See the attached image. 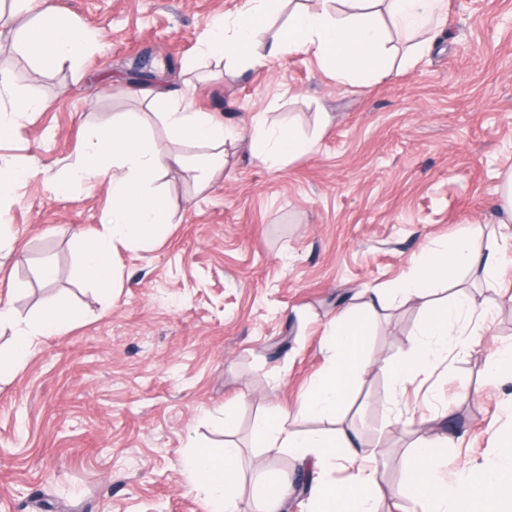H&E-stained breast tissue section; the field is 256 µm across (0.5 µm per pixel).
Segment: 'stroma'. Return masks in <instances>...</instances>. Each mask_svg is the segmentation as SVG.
<instances>
[{"mask_svg":"<svg viewBox=\"0 0 512 512\" xmlns=\"http://www.w3.org/2000/svg\"><path fill=\"white\" fill-rule=\"evenodd\" d=\"M103 43L79 63L19 60L5 20L0 70L17 96L45 101L16 115L0 165L27 170L0 201V301L33 320L75 312L26 362L0 376V512H207L185 460L193 445L242 450L244 482L296 486L315 473L298 455L252 447L254 423L295 409L327 369L326 325L366 291L391 288L424 249L478 227L484 249L498 227L502 182L512 171V0H444L431 48L412 55L394 37L389 76L362 87L336 82L312 54L236 66L203 55L206 26L241 0H55ZM150 70L192 109L230 128L262 116L314 141L271 166L227 137L224 169L197 178L199 148L173 140L165 105L134 94L130 73ZM140 115L143 139L183 155L156 186L173 222L158 241L121 245L111 294L81 274L80 240L102 231L107 184L69 173L89 134L113 115ZM496 289L462 285L492 312L464 318L462 349L415 384L396 386L375 362L411 352L417 307L391 302L362 313L372 362L340 407L339 423L298 415L299 431L339 426L377 448L378 512H397L412 447L433 429L453 441L439 477L454 481L498 458L512 428V383L486 379L495 348L512 343V238L496 247ZM60 271L44 281L40 269ZM235 420L222 426L225 410ZM428 423L393 424L397 410Z\"/></svg>","mask_w":512,"mask_h":512,"instance_id":"obj_1","label":"stroma"}]
</instances>
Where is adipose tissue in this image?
<instances>
[{
	"mask_svg": "<svg viewBox=\"0 0 512 512\" xmlns=\"http://www.w3.org/2000/svg\"><path fill=\"white\" fill-rule=\"evenodd\" d=\"M270 2L243 0L232 19L211 22L204 52L246 58L256 65L269 56L308 52L328 65L337 82L368 86L390 69V29L416 38V50H423L419 38L433 28L441 0H323L318 11L295 9L287 24L274 34L268 31ZM21 43L32 60L62 64L78 60L97 41L72 20L63 18L52 0H42L36 19L21 29ZM139 93L167 102L164 119L175 136L208 147L201 163V181L209 183L224 166L223 153L214 149L226 135L223 126L208 113L183 105L180 98L160 86H145ZM246 142L251 155L264 162L292 159L312 148L310 140L268 126L260 119L253 121ZM182 163L181 155L145 144L139 120L130 113L113 118L111 125L89 136L71 179L79 184L108 182L112 216L104 232L82 247L81 270L88 280L109 285L115 274V245L146 243L170 223V210L154 183L160 172ZM471 236L466 230L430 248L397 284L398 294L417 304L422 321L411 336L409 358L378 364L395 384L413 383L418 375L432 369L443 353L462 346L456 328L461 315L485 317V310L466 294L440 305L432 300L438 283L449 275L491 272V255L475 251ZM66 320V315L52 313L21 325L15 323L9 308L0 307V324L14 326L11 366L25 362L40 339L50 329L63 328ZM364 336V327L354 320L351 309L337 310L326 329L330 366L307 386L299 399L298 412L337 415L350 386L367 369L360 359ZM289 417L288 410H271L254 425V444L269 454L286 449L347 473L341 486L315 479L310 487L311 512H374L381 488L376 471L368 466L372 449L357 447L348 434L338 431L303 434L290 430ZM496 440L501 450L498 463L467 470L454 484L439 482L433 474V451L447 447V434L437 433L416 443L413 461L400 480L403 500L420 506L422 512H512V431L499 432ZM240 460L241 450L231 440L225 442L221 452L197 448L187 458L195 488L206 495L208 512H239Z\"/></svg>",
	"mask_w": 512,
	"mask_h": 512,
	"instance_id": "1",
	"label": "adipose tissue"
}]
</instances>
